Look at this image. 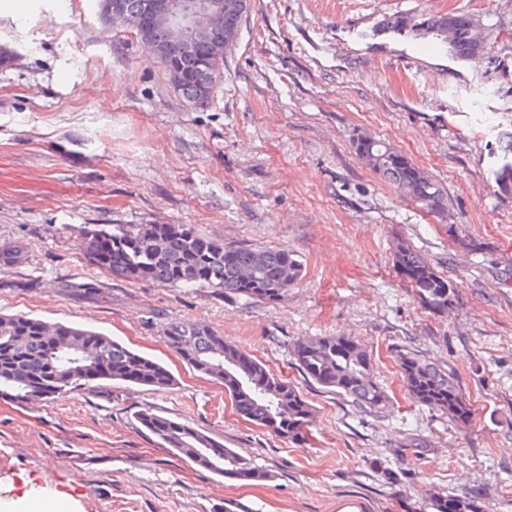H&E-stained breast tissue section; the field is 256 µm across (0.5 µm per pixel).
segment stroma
<instances>
[{
	"label": "stroma",
	"instance_id": "1",
	"mask_svg": "<svg viewBox=\"0 0 512 512\" xmlns=\"http://www.w3.org/2000/svg\"><path fill=\"white\" fill-rule=\"evenodd\" d=\"M470 15L476 60L387 18ZM0 313L90 327L164 365L168 390L102 380L25 407L0 398V504L39 512H410L430 491L477 493L512 512V198L495 172L512 138V0H250L214 95L186 99L160 62L99 0H0ZM370 137L443 187L449 212L417 207L358 159ZM195 224L228 242L280 247L303 261L283 301L211 288L135 283L92 264V224ZM408 240L455 285L446 313L419 304L393 266ZM64 280L94 282L79 296ZM210 327L294 383L314 409L305 445L258 428L222 384L180 359L169 323ZM341 333L371 353L386 391L368 412L308 382L303 336ZM452 371L468 425L408 395L398 347ZM148 410L251 459L267 480L239 481L161 445ZM427 457L401 451L410 435ZM393 471L396 482L378 468Z\"/></svg>",
	"mask_w": 512,
	"mask_h": 512
}]
</instances>
